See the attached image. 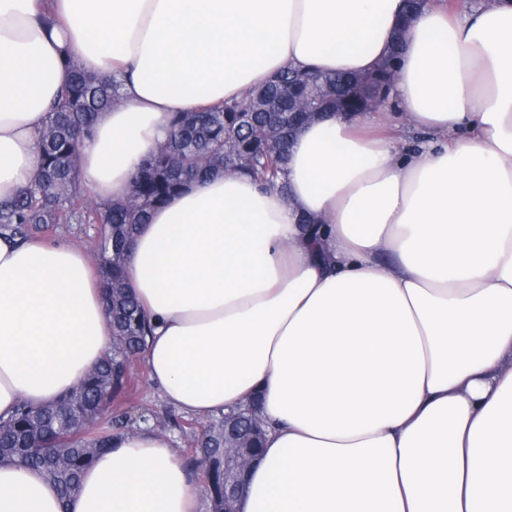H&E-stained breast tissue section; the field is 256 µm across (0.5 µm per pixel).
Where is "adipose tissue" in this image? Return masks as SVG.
I'll return each mask as SVG.
<instances>
[{"mask_svg":"<svg viewBox=\"0 0 512 512\" xmlns=\"http://www.w3.org/2000/svg\"><path fill=\"white\" fill-rule=\"evenodd\" d=\"M387 112H326L288 150L286 193L192 181L139 225L125 278L152 385L206 418L259 401L240 512H512V0H0V200L40 169L64 57L123 102L80 150L125 196L174 113L286 69L373 72ZM112 347L103 287L66 240L0 237V417L78 387ZM167 437L126 431L61 497L0 466V512H197Z\"/></svg>","mask_w":512,"mask_h":512,"instance_id":"ef3b65f1","label":"adipose tissue"}]
</instances>
